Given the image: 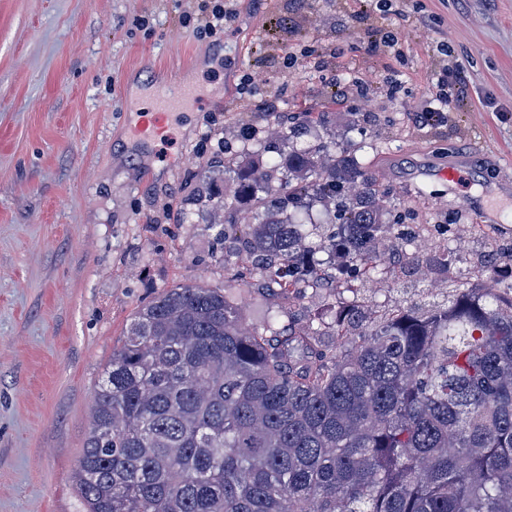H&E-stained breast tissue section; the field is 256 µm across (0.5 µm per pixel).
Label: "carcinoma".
I'll list each match as a JSON object with an SVG mask.
<instances>
[{
	"mask_svg": "<svg viewBox=\"0 0 512 512\" xmlns=\"http://www.w3.org/2000/svg\"><path fill=\"white\" fill-rule=\"evenodd\" d=\"M232 199L218 223L246 225L266 294L319 285V252L377 266L386 208L351 156L248 157ZM311 205L343 212L320 244L293 219ZM283 313L253 322L232 289L200 285L136 312L95 393L87 512H512V297L459 288L371 321L338 302L286 329Z\"/></svg>",
	"mask_w": 512,
	"mask_h": 512,
	"instance_id": "obj_1",
	"label": "carcinoma"
}]
</instances>
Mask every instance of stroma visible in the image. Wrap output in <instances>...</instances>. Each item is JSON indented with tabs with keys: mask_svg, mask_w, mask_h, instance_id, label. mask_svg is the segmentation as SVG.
<instances>
[{
	"mask_svg": "<svg viewBox=\"0 0 512 512\" xmlns=\"http://www.w3.org/2000/svg\"><path fill=\"white\" fill-rule=\"evenodd\" d=\"M204 0H0V512H86L75 473L95 390L137 310L198 283L264 301L237 235L213 214L224 181L198 198L201 166L252 150L274 157L268 123L306 122L320 143L378 176L389 223L377 271L301 295L304 319L360 296L365 312L419 309L456 288L512 289V0H235L223 31L198 38ZM394 35L387 50L381 33ZM295 63L283 68V56ZM448 123L419 128L441 69ZM250 90H242V78ZM183 86L154 144L133 135L138 84ZM365 95H358L356 86ZM252 118L256 138L243 142ZM464 159L469 181L413 186ZM487 200L499 221L476 220Z\"/></svg>",
	"mask_w": 512,
	"mask_h": 512,
	"instance_id": "obj_1",
	"label": "stroma"
}]
</instances>
